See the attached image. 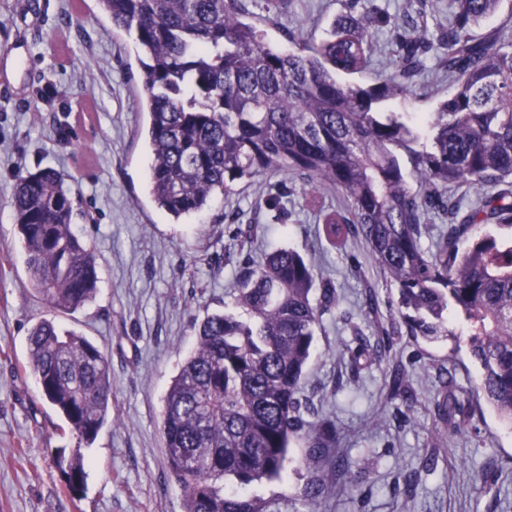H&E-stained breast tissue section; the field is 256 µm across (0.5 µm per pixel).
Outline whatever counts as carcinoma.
<instances>
[{
    "mask_svg": "<svg viewBox=\"0 0 512 512\" xmlns=\"http://www.w3.org/2000/svg\"><path fill=\"white\" fill-rule=\"evenodd\" d=\"M97 2L112 33L136 44L157 208L175 221L196 215L267 173L340 192L344 205L322 218L325 239L364 244L397 287L390 328L352 360L379 358L395 336L433 342L459 325L480 375L470 401L448 378L438 434L454 431L471 401L512 427V41L476 34L501 0H453L442 39L453 88L422 115L383 106L422 67L417 39L404 37L398 75L354 80L371 66L374 13L345 15L327 37L294 39L285 51L265 40L248 0ZM66 181L52 168L21 174L12 207L33 288L72 312L95 297L99 276L93 248L74 231L78 200ZM464 185L492 192L465 211L449 192ZM430 213L448 223L426 249ZM239 283L234 305L248 319L206 316L164 397L161 430L184 512H268L249 487L281 479L301 440L311 457L349 470L331 454L336 423L301 392L336 289L289 248L243 267ZM27 356L42 397L91 446L112 418L107 355L43 319L29 331ZM61 471L70 487L84 484L81 448Z\"/></svg>",
    "mask_w": 512,
    "mask_h": 512,
    "instance_id": "obj_1",
    "label": "carcinoma"
}]
</instances>
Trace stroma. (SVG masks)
<instances>
[{"instance_id":"35a3bbf8","label":"stroma","mask_w":512,"mask_h":512,"mask_svg":"<svg viewBox=\"0 0 512 512\" xmlns=\"http://www.w3.org/2000/svg\"><path fill=\"white\" fill-rule=\"evenodd\" d=\"M452 0H291L263 26L288 48L289 32L320 40L337 17L368 9L390 16L374 27L371 85L392 77L402 34L437 42L453 20ZM97 0H0V512H183L165 463L163 400L196 342L197 322L223 310L245 262L297 250L330 280L339 305L318 330L302 395L341 431L337 455L351 474L306 468L292 448L283 479L253 485L272 512H512V431L490 407L461 430L435 432L440 382L463 391L479 378L464 332L428 343L394 337L381 358L353 363L350 349L376 344L396 289L357 242L332 247L322 217L335 190L311 194L291 176L267 174L217 195L180 222L149 195L142 134L141 69L132 39L112 35ZM450 90L437 52L425 56L398 112L433 111ZM53 168L78 193L75 229L94 249L98 292L60 313L31 284L11 196L18 174ZM375 293L377 311L366 297ZM86 336L112 372V419L83 449L87 477L70 492L59 461L78 439L41 396L27 367V337L40 319ZM401 369L408 389L390 392ZM321 484L310 502L307 490Z\"/></svg>"}]
</instances>
